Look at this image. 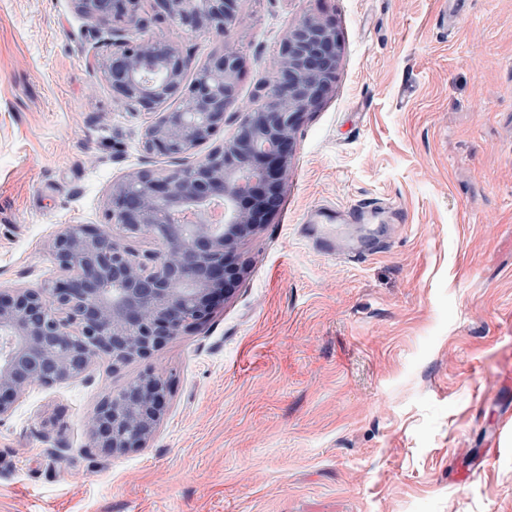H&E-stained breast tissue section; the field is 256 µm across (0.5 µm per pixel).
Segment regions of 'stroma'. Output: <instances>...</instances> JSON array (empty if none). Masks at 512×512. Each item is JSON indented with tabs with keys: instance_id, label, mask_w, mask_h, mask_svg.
Segmentation results:
<instances>
[{
	"instance_id": "1",
	"label": "stroma",
	"mask_w": 512,
	"mask_h": 512,
	"mask_svg": "<svg viewBox=\"0 0 512 512\" xmlns=\"http://www.w3.org/2000/svg\"><path fill=\"white\" fill-rule=\"evenodd\" d=\"M309 14L342 65L244 279L149 359L33 388L0 422V512H512V0H239L222 35L148 30L195 67L241 48L239 112ZM86 30L68 0H0L2 290L61 278L51 236L104 223L113 180L177 165ZM148 368L172 383L154 439L92 448L98 401Z\"/></svg>"
}]
</instances>
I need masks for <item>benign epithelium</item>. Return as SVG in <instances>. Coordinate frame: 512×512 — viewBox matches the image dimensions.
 Segmentation results:
<instances>
[{"instance_id": "benign-epithelium-1", "label": "benign epithelium", "mask_w": 512, "mask_h": 512, "mask_svg": "<svg viewBox=\"0 0 512 512\" xmlns=\"http://www.w3.org/2000/svg\"><path fill=\"white\" fill-rule=\"evenodd\" d=\"M105 29L112 49L91 68L124 106L149 116L141 145L184 159L210 142L237 101L243 52L226 45L186 81L178 45L147 33L142 0H70ZM237 0H152L154 18L192 35L222 34ZM336 25L308 15L284 33L273 79L239 113L232 136L168 171L140 168L112 182L104 225L66 224L48 243L65 277L0 293V420L34 386L119 372L169 340L203 326L240 283V244L275 214L304 116L332 91L341 67ZM177 100L170 112L158 108ZM151 238L137 253L127 242ZM169 385L148 368L90 413L91 446L114 456L145 448L168 408Z\"/></svg>"}]
</instances>
